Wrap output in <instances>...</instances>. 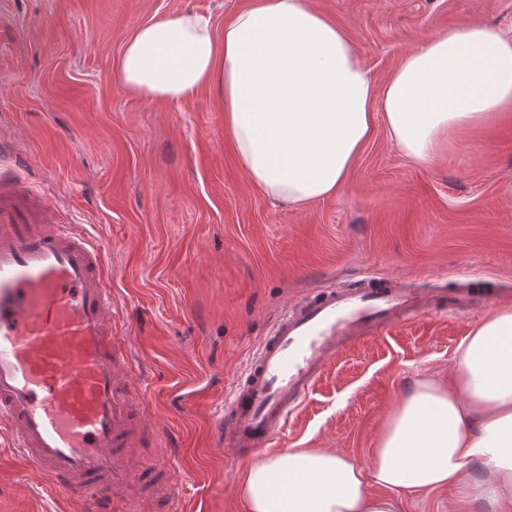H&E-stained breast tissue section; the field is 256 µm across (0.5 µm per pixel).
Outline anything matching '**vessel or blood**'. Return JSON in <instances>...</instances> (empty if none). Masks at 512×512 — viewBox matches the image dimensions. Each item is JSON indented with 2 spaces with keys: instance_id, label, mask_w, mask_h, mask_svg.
<instances>
[{
  "instance_id": "obj_1",
  "label": "vessel or blood",
  "mask_w": 512,
  "mask_h": 512,
  "mask_svg": "<svg viewBox=\"0 0 512 512\" xmlns=\"http://www.w3.org/2000/svg\"><path fill=\"white\" fill-rule=\"evenodd\" d=\"M449 295L461 311L484 303ZM428 304L387 277L331 288L290 305L250 356L219 426L240 453L268 446L348 345L413 319ZM112 301L104 246L69 221L31 171L0 165V431L52 487L85 512H140L152 485L180 496L171 458L131 453L149 401H135L136 358Z\"/></svg>"
}]
</instances>
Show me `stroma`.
Wrapping results in <instances>:
<instances>
[{
    "instance_id": "1",
    "label": "stroma",
    "mask_w": 512,
    "mask_h": 512,
    "mask_svg": "<svg viewBox=\"0 0 512 512\" xmlns=\"http://www.w3.org/2000/svg\"><path fill=\"white\" fill-rule=\"evenodd\" d=\"M247 2L0 0V137L106 247L114 303L141 361L133 392L154 409L135 453L174 454L181 512H245L236 488L248 462L219 446V422L287 305L370 276L442 297L478 273L495 306H512V112L451 135L425 166L376 121L342 189L293 207L246 178L209 89L179 104L123 89L122 46L141 24L197 10L220 31ZM309 2L348 31L379 82L432 35L512 28V0ZM490 308L427 310L343 349L270 455L330 448L367 461L416 379L450 385L458 344ZM0 512L83 510L0 442Z\"/></svg>"
}]
</instances>
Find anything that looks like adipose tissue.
Segmentation results:
<instances>
[{
  "label": "adipose tissue",
  "mask_w": 512,
  "mask_h": 512,
  "mask_svg": "<svg viewBox=\"0 0 512 512\" xmlns=\"http://www.w3.org/2000/svg\"><path fill=\"white\" fill-rule=\"evenodd\" d=\"M119 79L165 103L209 89L248 179L300 206L339 192L376 118L426 164L449 131L511 108L512 32L467 25L435 35L380 83L348 33L307 0H250L220 35L198 11L142 24L123 45ZM476 464L485 479L472 476ZM440 489L512 512L510 306L460 342L451 387L414 382L367 462L291 448L254 461L239 493L248 512H397L398 493Z\"/></svg>",
  "instance_id": "adipose-tissue-1"
}]
</instances>
